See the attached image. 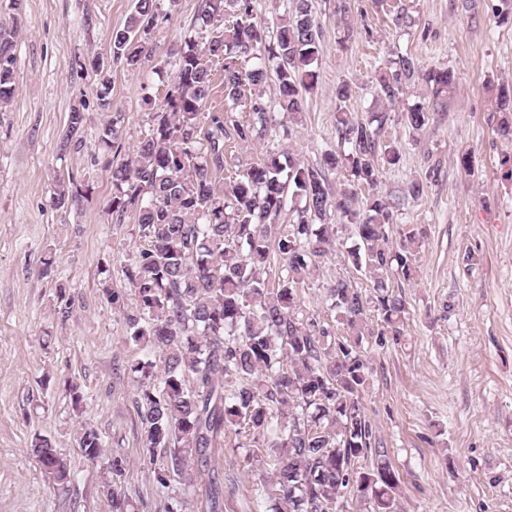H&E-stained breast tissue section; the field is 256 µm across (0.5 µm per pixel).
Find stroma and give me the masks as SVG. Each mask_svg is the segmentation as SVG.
<instances>
[{
	"label": "stroma",
	"mask_w": 512,
	"mask_h": 512,
	"mask_svg": "<svg viewBox=\"0 0 512 512\" xmlns=\"http://www.w3.org/2000/svg\"><path fill=\"white\" fill-rule=\"evenodd\" d=\"M334 0H311L320 25L319 80L304 99L279 151L318 163L336 146V86L346 81L356 119L370 120L382 105L373 93L380 59L411 54L428 68L447 67L456 87L433 123L410 135L399 120L388 130L402 145L399 168L383 186L401 188L428 175L423 195L408 200L398 220L419 225L422 246L401 344L370 352L364 412L389 461L402 476L401 512H512V183L498 159L512 142L496 133L488 81H512V26L492 23L496 0H474L472 13L457 0H411L416 24L394 29L375 0H356L375 40L343 42ZM199 0H160L147 39L152 58L129 69L110 60L112 30L125 25L134 0H0V28L12 31L16 93L0 109V512H111L103 489L113 455L124 460L116 487L138 512H206L188 499L184 481L159 488L143 446L136 401L140 385L125 373L143 358L121 311L107 300L102 280L129 293L123 267L140 245L134 217L116 224L108 210L112 167L131 155L149 131L153 107L171 86L170 48L184 39L222 34L225 25L196 22ZM478 21H471V14ZM104 57L110 110L99 105L98 77L79 64ZM86 115L79 149L60 153L73 110ZM121 116V150L99 136ZM470 151L474 174L456 164ZM89 191L81 209H59L57 182ZM297 289V306L325 320L326 289L342 277L370 288L364 272L343 258L352 233ZM56 253L50 276L42 261ZM69 307L61 316V307ZM95 429L103 451L88 461L81 429ZM49 438L67 460L71 481L54 485L30 451L35 435ZM250 448L228 434L194 469L224 492V512H269V489L248 475Z\"/></svg>",
	"instance_id": "1"
}]
</instances>
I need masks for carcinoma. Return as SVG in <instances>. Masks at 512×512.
<instances>
[{
  "label": "carcinoma",
  "mask_w": 512,
  "mask_h": 512,
  "mask_svg": "<svg viewBox=\"0 0 512 512\" xmlns=\"http://www.w3.org/2000/svg\"><path fill=\"white\" fill-rule=\"evenodd\" d=\"M158 4L136 0L125 26L111 33L113 60L137 69L151 56L145 35ZM228 5L239 16L228 34L191 37L171 50L173 91L152 113V128L130 159L112 169L108 208L118 224L134 215L141 247L124 266L133 303L125 304L107 279L101 288L122 309L130 338L146 351L128 371L153 381L137 400L144 445L160 451L150 458L153 477L166 488L170 473H185L190 486H205L209 512H224L220 491L189 464L209 456L232 431L267 449L262 465L269 467L264 484L277 496L273 512H353L355 501L362 512H398L400 472L359 401L370 377L362 344L372 338L383 347L404 336L408 309L400 288L414 278L421 231L397 219L404 199L422 196L425 183L415 177L398 195L382 190L383 173L402 157L398 141L386 135L390 116L354 118L346 107L352 86L341 82L337 146L318 165L291 155L282 161L269 148L218 189L229 140L270 142L278 125L274 108L290 116L303 111V93L316 87L321 41L310 0H290L274 34L253 20L254 0H200L197 17L210 24ZM354 13V0H335L343 41H373L367 24L352 26ZM389 16L396 28L414 24L402 0ZM492 18L512 24V0H499ZM11 38L0 31V105L15 95ZM206 58L222 63L225 116H212L205 130L202 109L213 91ZM271 73L278 84L274 104L260 93ZM375 73L376 97L391 108L415 80L431 85L428 99L402 113L401 124L412 134L430 124L455 86L450 69H427L411 54L381 60ZM491 90L501 114L498 134L512 141V82ZM238 107L248 109L243 121L231 116ZM84 125L83 112L69 113L60 151L78 147ZM122 137L116 116L101 139L119 149ZM330 171L345 178L334 195ZM289 199L298 201L296 221L279 224ZM86 200V193L63 182L52 197L58 209ZM329 217L353 227L355 240L346 253L369 277L372 292L335 280L326 289L334 322L321 323L298 316L295 296L333 246ZM372 310L380 326L376 334L367 328ZM79 447L95 461L102 452L98 432L82 429ZM52 451L48 438L32 439L31 453L44 472L53 464ZM368 458L370 467L361 464ZM105 487L112 512H135L111 482Z\"/></svg>",
  "instance_id": "obj_1"
}]
</instances>
